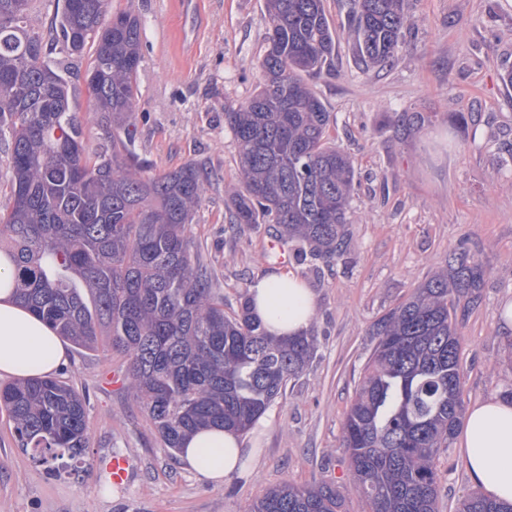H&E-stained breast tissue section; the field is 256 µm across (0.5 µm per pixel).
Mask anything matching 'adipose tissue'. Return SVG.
<instances>
[{"label": "adipose tissue", "mask_w": 512, "mask_h": 512, "mask_svg": "<svg viewBox=\"0 0 512 512\" xmlns=\"http://www.w3.org/2000/svg\"><path fill=\"white\" fill-rule=\"evenodd\" d=\"M11 265L0 259V378L46 376L67 350L55 330L12 298ZM251 310L275 336L305 332L317 309L314 291L299 277L268 273L252 281ZM463 462L484 495L512 503V397L471 404L462 427ZM180 459L199 480L219 485L239 475L254 454L238 435L198 430L183 443Z\"/></svg>", "instance_id": "1"}]
</instances>
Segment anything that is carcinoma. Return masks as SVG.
Instances as JSON below:
<instances>
[{"label": "carcinoma", "instance_id": "1", "mask_svg": "<svg viewBox=\"0 0 512 512\" xmlns=\"http://www.w3.org/2000/svg\"><path fill=\"white\" fill-rule=\"evenodd\" d=\"M29 2L0 0V140L9 149L0 253L12 262L16 301L80 348L108 342L170 452L201 428L248 430L302 373L316 336L268 334L245 299L224 312L214 271L192 258L185 229L210 172L193 161L154 173L132 150L139 18L112 11L110 0H64L55 55L27 29ZM265 4L263 81L245 103L224 107L239 173L230 224H274L298 259L334 261L356 173L350 155L331 144L334 117L303 76L330 67L336 29L324 0ZM347 26L357 66L385 65L403 37L404 0H352ZM88 45L92 123L104 135L96 149L70 110L65 78L68 58ZM484 275L460 244L447 273L373 325L377 342L342 430L353 486L371 512H439L435 460L450 447L464 404L457 311L478 303ZM86 400L49 376L0 387L19 444L55 463L54 473L87 453ZM343 506L331 484L284 483L249 512ZM458 512H512V504L472 493Z\"/></svg>", "mask_w": 512, "mask_h": 512}]
</instances>
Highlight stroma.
<instances>
[{
    "mask_svg": "<svg viewBox=\"0 0 512 512\" xmlns=\"http://www.w3.org/2000/svg\"><path fill=\"white\" fill-rule=\"evenodd\" d=\"M405 3L407 28L394 60L365 72L345 26L349 0H325L336 58L308 83L335 117L332 139L357 173L346 252L329 265L279 262L268 225L229 223L237 148L224 108L246 102L262 80L265 0H201L188 52L180 46V0H112L114 10L143 24L136 152L158 172L194 161L211 174L187 235L214 269L225 311L257 276L296 275L317 297V347L266 412V426L244 433L255 465L215 487L161 447L119 355L68 345L55 376L87 393L88 454L51 474L19 448L0 408V512H247L282 483H329L344 496L345 512H369L351 487L342 427L376 343L372 326L444 269L460 244L485 271L480 299L458 328L464 402L512 389V332L500 324L512 300V84L504 80L512 71V0ZM460 448L453 440L436 459L439 512H455L476 489ZM115 454L135 465L121 489L106 470Z\"/></svg>",
    "mask_w": 512,
    "mask_h": 512,
    "instance_id": "obj_1",
    "label": "stroma"
}]
</instances>
